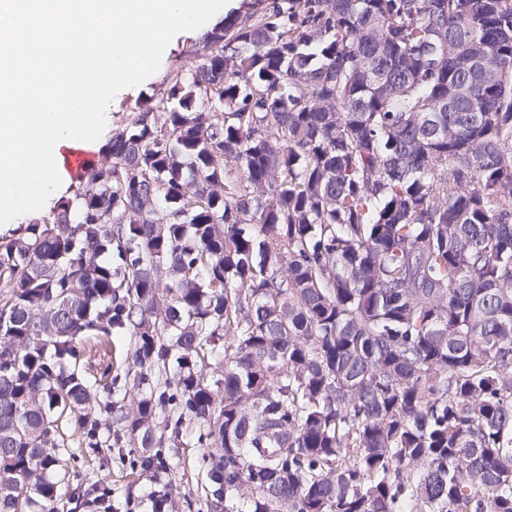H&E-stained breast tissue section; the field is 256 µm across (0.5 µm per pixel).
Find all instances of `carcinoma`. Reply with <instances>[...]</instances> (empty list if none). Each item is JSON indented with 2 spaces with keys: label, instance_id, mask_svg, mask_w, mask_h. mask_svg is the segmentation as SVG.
<instances>
[{
  "label": "carcinoma",
  "instance_id": "carcinoma-1",
  "mask_svg": "<svg viewBox=\"0 0 512 512\" xmlns=\"http://www.w3.org/2000/svg\"><path fill=\"white\" fill-rule=\"evenodd\" d=\"M135 108L0 234V512L186 423L208 512H512V0H241ZM128 341V337L115 340L114 344L112 343V348L110 346L99 347L90 356L86 354L82 365L85 375L94 382L95 378L99 379L107 371H111L112 374L114 372V375L116 372L124 374L125 367H120V362Z\"/></svg>",
  "mask_w": 512,
  "mask_h": 512
}]
</instances>
